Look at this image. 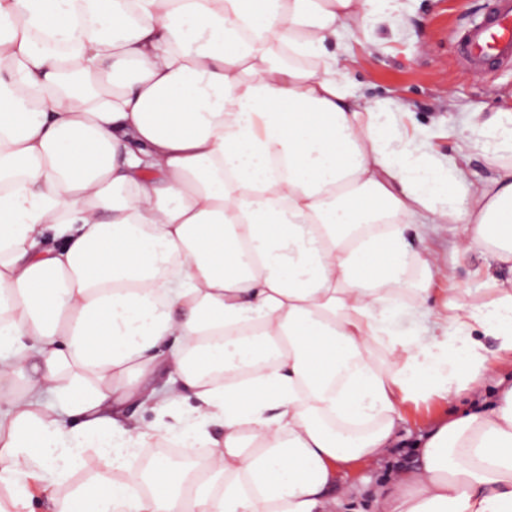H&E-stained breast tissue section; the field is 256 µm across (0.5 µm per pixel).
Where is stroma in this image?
<instances>
[{
	"mask_svg": "<svg viewBox=\"0 0 512 512\" xmlns=\"http://www.w3.org/2000/svg\"><path fill=\"white\" fill-rule=\"evenodd\" d=\"M488 8V0H403L399 19L349 40L353 58L345 78L352 90L399 110L409 136L445 162L457 159L474 109L492 113L512 108V64L473 73L457 53L463 31L480 22ZM372 39L377 49H370ZM453 241L444 224L430 225L425 239L412 241L414 248L439 252L455 270L453 280L435 282L430 303L434 309L456 288L469 289L474 303L490 301L494 284L512 279V270L484 251L456 255ZM445 411L440 402L408 408L400 426L404 448L379 466L358 465L342 472L341 482L364 492L383 480L390 468L412 465L410 443L427 422Z\"/></svg>",
	"mask_w": 512,
	"mask_h": 512,
	"instance_id": "35a3bbf8",
	"label": "stroma"
}]
</instances>
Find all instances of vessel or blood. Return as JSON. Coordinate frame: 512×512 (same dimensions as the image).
Returning <instances> with one entry per match:
<instances>
[{
    "label": "vessel or blood",
    "mask_w": 512,
    "mask_h": 512,
    "mask_svg": "<svg viewBox=\"0 0 512 512\" xmlns=\"http://www.w3.org/2000/svg\"><path fill=\"white\" fill-rule=\"evenodd\" d=\"M460 53L476 71L512 61V0H491L484 20L462 37Z\"/></svg>",
    "instance_id": "obj_1"
}]
</instances>
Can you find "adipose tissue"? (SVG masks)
Here are the masks:
<instances>
[{"mask_svg": "<svg viewBox=\"0 0 512 512\" xmlns=\"http://www.w3.org/2000/svg\"><path fill=\"white\" fill-rule=\"evenodd\" d=\"M401 0H0V485L54 512H342L339 475L399 447L408 403L448 414L372 512H512V284L465 289L402 335L454 269L512 264V110L473 121L472 186L342 77V32ZM63 244L42 247L45 230ZM425 275L409 283L407 273ZM167 379L151 386L157 372ZM178 425H120L122 404ZM163 437L207 454L148 471ZM411 242L416 249L430 248L440 253L443 260L448 265L453 266L455 278L451 281H437L432 301L429 306L437 309L440 302L448 297L454 288H469L471 292L470 299L477 304L490 301L500 282L512 278L510 269L504 267L491 255L482 250H473L467 256H457L453 249V232L448 229V225L431 224L429 231L423 242L410 232ZM195 404L196 399L194 397H190L183 405L169 411L162 418L156 412L140 407L137 402H129L125 404L120 408L119 413L122 419L135 420L144 427H155L160 421H163L166 424L176 425L177 419L181 415L187 413L192 406H195Z\"/></svg>", "mask_w": 512, "mask_h": 512, "instance_id": "adipose-tissue-1", "label": "adipose tissue"}]
</instances>
